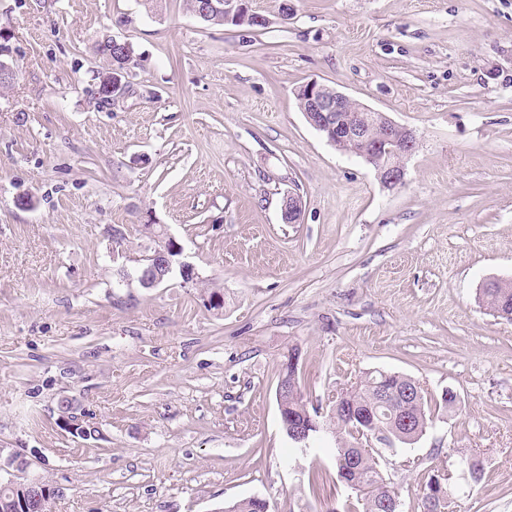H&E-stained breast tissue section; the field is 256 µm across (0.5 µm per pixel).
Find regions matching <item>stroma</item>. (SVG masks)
<instances>
[{"label": "stroma", "instance_id": "obj_1", "mask_svg": "<svg viewBox=\"0 0 512 512\" xmlns=\"http://www.w3.org/2000/svg\"><path fill=\"white\" fill-rule=\"evenodd\" d=\"M250 3L265 26L206 24L186 0H0V448L28 462L0 484L56 488L52 512H344L331 409L383 370L436 407L382 461L401 512H421L427 469L475 451L485 474L455 512H512V322L480 297L512 282V0ZM107 35L141 57L108 111ZM311 79L416 132L404 185L307 123ZM149 217L194 281L140 286ZM292 352L322 425L304 454L275 397ZM63 399L96 437L68 430Z\"/></svg>", "mask_w": 512, "mask_h": 512}]
</instances>
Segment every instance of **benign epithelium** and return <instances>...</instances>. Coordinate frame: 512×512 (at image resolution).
<instances>
[{
  "instance_id": "7a95c632",
  "label": "benign epithelium",
  "mask_w": 512,
  "mask_h": 512,
  "mask_svg": "<svg viewBox=\"0 0 512 512\" xmlns=\"http://www.w3.org/2000/svg\"><path fill=\"white\" fill-rule=\"evenodd\" d=\"M205 9L224 11V19L228 22L245 12H251L250 0H206ZM126 75L127 70H122L110 84L109 93H103L101 97L110 103L124 95L128 90V84L123 82L122 78ZM296 97L302 101V112L308 123L322 133L331 145L336 147L338 141L345 139L362 142L363 149L359 157L374 169L381 184L393 188L403 183L404 161L417 147V138L412 130L405 129V136L401 139L395 137L394 129L399 127V124L386 114L367 105L354 111L349 118H342L339 113L351 111L353 98L314 79L299 86ZM373 123L379 128V135L374 140L367 138V129ZM302 212V198L296 194H288L283 207L284 219L290 224H298ZM182 256L183 247L168 234L164 239L157 241L152 258L163 262L165 272L169 273L177 268L186 279L194 273V267L191 263L182 260ZM296 374L297 357L293 353L288 356L276 394L279 395L285 391L288 388V379L296 378ZM411 384L412 387L399 391H391L384 386L379 390L381 403L391 408L392 421L405 426L411 423L410 406L415 404L421 396L420 383L413 380ZM59 411L68 429L80 435L90 430V425L85 423V415L77 412V408L69 401L64 400L59 403ZM320 428L318 420L311 418L300 427H288V437L300 447L305 448L310 437L319 432ZM27 465L28 461L22 454L13 451L5 455L0 448V470L14 468L21 471ZM11 487L10 498L0 501V512H30L32 507L51 501L58 495V490L35 481H16L11 483ZM422 495L436 506L452 505L447 483L440 479L433 481L429 489L422 490Z\"/></svg>"
}]
</instances>
